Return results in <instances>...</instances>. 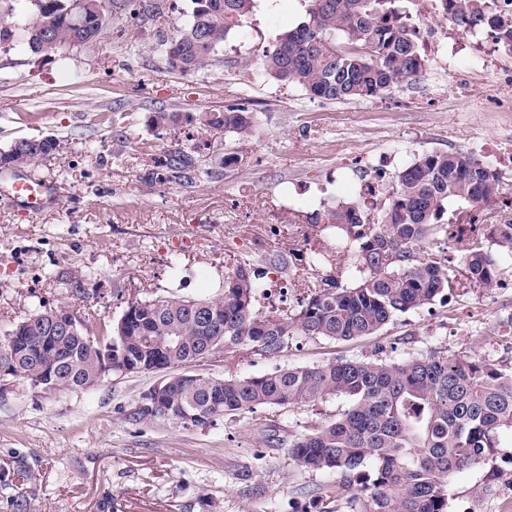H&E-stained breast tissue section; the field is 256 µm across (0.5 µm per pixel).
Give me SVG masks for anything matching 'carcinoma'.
I'll return each mask as SVG.
<instances>
[{"label": "carcinoma", "instance_id": "carcinoma-1", "mask_svg": "<svg viewBox=\"0 0 512 512\" xmlns=\"http://www.w3.org/2000/svg\"><path fill=\"white\" fill-rule=\"evenodd\" d=\"M36 21L13 20L0 8V50L15 41L50 56L95 42L107 19L126 0H30ZM186 23L160 42L169 68L195 75L219 60L228 34L239 27L254 0H191ZM308 19L279 35L255 55L262 70L326 102L368 100L416 81L428 60L400 0H308ZM448 20L466 33L489 30L512 51V13L495 12L489 0H440ZM255 113L230 105L208 112L200 124L239 136L249 134ZM41 136L15 140L0 151V169L33 165L56 150ZM198 168L193 154L174 151L167 163L177 182ZM497 179L468 152L424 154L397 175L380 221H365L356 202L341 203L311 222L336 229L353 246L363 277L352 287L322 277L297 307L265 311L257 304L267 267L242 261L224 274L222 292L192 299L175 294L128 303L117 321L79 322L65 331L53 319L62 307L36 310L0 335V363L12 377L50 371V391L98 385L99 355L112 352V372L131 366L140 374H168L162 418L149 406L125 414L133 426L164 421L182 428L252 413L260 406L290 407L345 398L349 407L332 421L313 425L289 440L265 435L266 446H288L305 471H336L345 487L363 495L362 512H448V476L487 459L500 432L512 431V373L461 357L429 354L383 362L334 359L322 365L278 369L258 376L216 377L189 370L210 346L229 350L251 344L278 357L294 337L352 341L376 334L399 315L448 297L461 282L445 261L417 250L438 234L454 239L469 282L490 286L499 258L480 238L459 227L448 232L445 203L472 208L491 203ZM487 238L512 255V223L491 224ZM18 332L33 340L24 351L5 350ZM42 336L54 337L42 348ZM372 464L365 474L361 467Z\"/></svg>", "mask_w": 512, "mask_h": 512}]
</instances>
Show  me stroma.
Segmentation results:
<instances>
[{
  "label": "stroma",
  "instance_id": "stroma-1",
  "mask_svg": "<svg viewBox=\"0 0 512 512\" xmlns=\"http://www.w3.org/2000/svg\"><path fill=\"white\" fill-rule=\"evenodd\" d=\"M306 0H256L224 43L222 61L182 76L171 71L156 26L112 17L85 47L53 57L22 42L0 52V150L19 138L57 139L56 151L25 167L54 181L56 206L33 213L0 196V333L38 306L66 302L81 319L116 320L132 299L172 293L218 295L225 272L245 259L288 261L289 277L261 282L264 307L296 301L306 281L360 278L349 257L310 268L327 250L330 229L310 215L339 202L381 218L397 174L430 152L470 151L499 178V202L455 212L484 235L512 222V85L475 102L464 88L512 69V53L487 32L465 34L440 14L425 20L429 66L410 86L369 100L328 103L240 60L307 18ZM248 101L257 116L247 136L200 129L197 120ZM117 112V125L103 122ZM179 124L155 128L159 111ZM111 149H99L100 139ZM198 147L190 181L171 183L170 151ZM86 289L87 298L74 294ZM431 352L512 369V258L500 259L492 286L399 315L376 335L342 342L299 336L279 357L241 345L197 363L219 377L261 375L344 359L400 361ZM152 374H114L87 391L33 393L21 382L0 389V512H360L363 501L339 473L297 468L287 449L266 447L260 432L288 437L334 420L348 407L329 399L261 409L203 428L124 420ZM512 431L481 464L448 479V512H512Z\"/></svg>",
  "mask_w": 512,
  "mask_h": 512
}]
</instances>
